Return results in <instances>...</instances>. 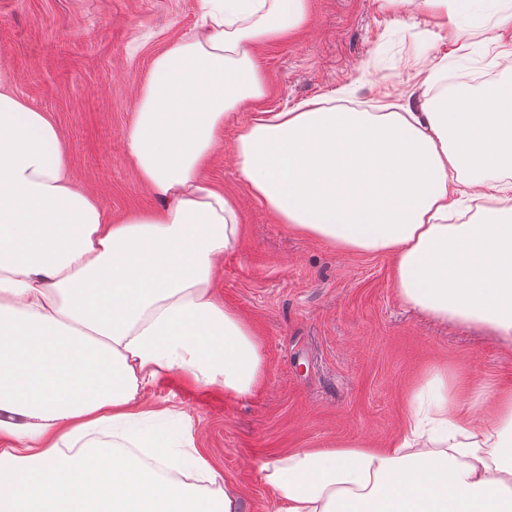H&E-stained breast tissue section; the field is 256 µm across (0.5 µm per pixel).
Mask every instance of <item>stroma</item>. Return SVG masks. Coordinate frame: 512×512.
<instances>
[{
  "label": "stroma",
  "instance_id": "1",
  "mask_svg": "<svg viewBox=\"0 0 512 512\" xmlns=\"http://www.w3.org/2000/svg\"><path fill=\"white\" fill-rule=\"evenodd\" d=\"M310 10L308 28L261 49L268 94L255 111L318 99L418 112L421 71L456 59L425 22L396 21L375 0H310ZM201 12V0H0V82L49 115L73 181L113 216L159 203L127 157L125 134L152 58L192 34ZM247 117L225 125L205 176L241 205L239 243L215 287L253 327L264 381L238 397L188 386L174 371L145 399L192 417L199 449L240 489L244 512H275L258 462L297 448L386 447L429 372L445 366L512 387V352L478 328L405 305L389 257L340 251L278 223L230 152Z\"/></svg>",
  "mask_w": 512,
  "mask_h": 512
}]
</instances>
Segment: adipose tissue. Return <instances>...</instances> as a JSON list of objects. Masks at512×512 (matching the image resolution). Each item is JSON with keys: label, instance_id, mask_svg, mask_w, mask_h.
Masks as SVG:
<instances>
[{"label": "adipose tissue", "instance_id": "obj_1", "mask_svg": "<svg viewBox=\"0 0 512 512\" xmlns=\"http://www.w3.org/2000/svg\"><path fill=\"white\" fill-rule=\"evenodd\" d=\"M469 54L464 18L512 55V0H380ZM196 31L154 56L125 140L160 205L112 218L70 178L54 122L0 86V512H241L242 496L178 433L144 427L159 378L250 394L259 342L214 282L239 202L204 169L228 118L266 97L260 50L311 20L309 0H202ZM232 154L279 223L386 255L405 304L512 349V96H433L420 112L310 101L251 112ZM490 205L469 224L464 199ZM436 371L400 435L263 460L276 512H512V388L466 395Z\"/></svg>", "mask_w": 512, "mask_h": 512}]
</instances>
